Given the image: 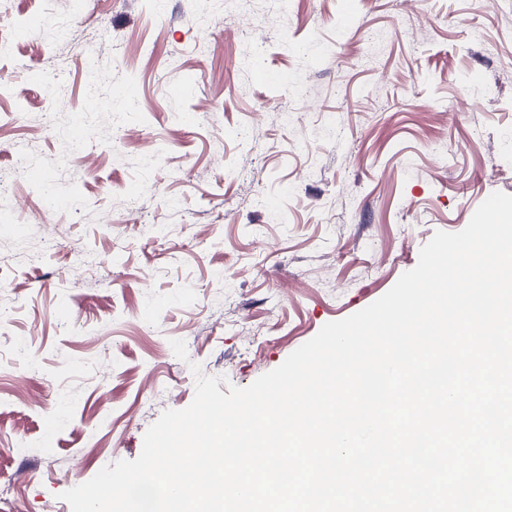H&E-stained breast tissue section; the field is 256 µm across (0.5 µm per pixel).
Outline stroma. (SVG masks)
<instances>
[{
    "instance_id": "obj_1",
    "label": "stroma",
    "mask_w": 512,
    "mask_h": 512,
    "mask_svg": "<svg viewBox=\"0 0 512 512\" xmlns=\"http://www.w3.org/2000/svg\"><path fill=\"white\" fill-rule=\"evenodd\" d=\"M211 8L0 0V512H71L191 364L249 386L512 194V0Z\"/></svg>"
}]
</instances>
